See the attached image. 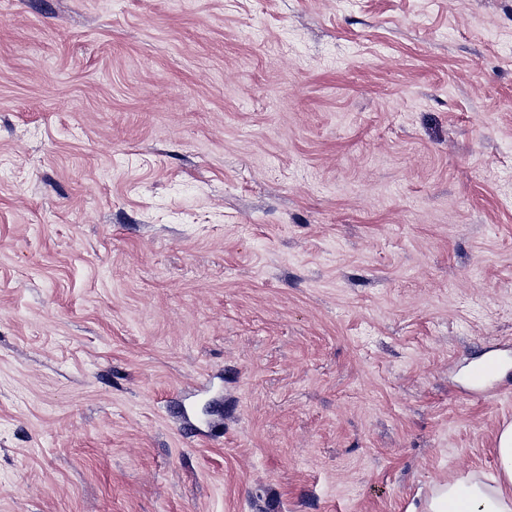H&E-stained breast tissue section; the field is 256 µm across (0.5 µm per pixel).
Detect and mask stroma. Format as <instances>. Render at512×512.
Segmentation results:
<instances>
[{
    "label": "stroma",
    "mask_w": 512,
    "mask_h": 512,
    "mask_svg": "<svg viewBox=\"0 0 512 512\" xmlns=\"http://www.w3.org/2000/svg\"><path fill=\"white\" fill-rule=\"evenodd\" d=\"M509 423L512 0H0V512H408Z\"/></svg>",
    "instance_id": "stroma-1"
}]
</instances>
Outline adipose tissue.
<instances>
[{
  "label": "adipose tissue",
  "instance_id": "1",
  "mask_svg": "<svg viewBox=\"0 0 512 512\" xmlns=\"http://www.w3.org/2000/svg\"><path fill=\"white\" fill-rule=\"evenodd\" d=\"M497 475L434 484L415 512H512V424L497 438Z\"/></svg>",
  "mask_w": 512,
  "mask_h": 512
}]
</instances>
